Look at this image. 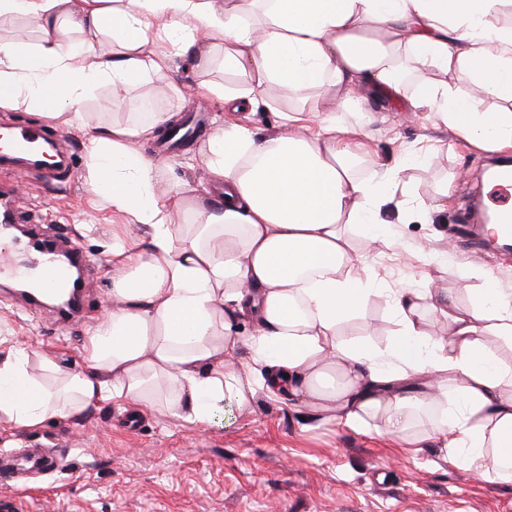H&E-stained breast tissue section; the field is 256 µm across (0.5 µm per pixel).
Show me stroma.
Instances as JSON below:
<instances>
[{
  "label": "stroma",
  "instance_id": "obj_1",
  "mask_svg": "<svg viewBox=\"0 0 512 512\" xmlns=\"http://www.w3.org/2000/svg\"><path fill=\"white\" fill-rule=\"evenodd\" d=\"M224 79L222 70L198 68L187 54L170 60L162 75L131 91L124 104L114 101L110 85H100L84 110L95 123L108 124L127 120L151 103L184 121L204 112L211 129L226 118V110L183 104L179 95ZM387 110L389 120L370 128L369 152L378 159L412 155L448 138L432 113L402 112L394 104ZM11 114L67 139L77 178L56 189L31 176L18 204L23 223L60 230L77 241L91 288L82 317L63 324L53 308L31 304L0 286V336L53 355L62 371L80 372L86 367V338L112 307V227L127 218L112 212L88 180L84 131L46 119L24 103ZM203 146L199 137L165 152L169 167L161 178L179 179L198 190L207 186L199 161ZM489 165L483 153L457 143L432 166L407 171L416 200L430 201L444 180L452 181L453 193L431 223L389 225L387 242L355 237L358 252L377 258L383 292L344 324L346 338L361 335L377 347L386 346L396 326L385 291L402 281L432 279L464 304L478 281L463 278L462 271L475 266L512 288V261L475 250L466 232L469 203L482 191ZM421 242L438 251L449 246L453 252L439 263L416 253ZM128 410L113 399L78 416H49L30 429L0 421V453L12 458H21L28 448L66 447L59 455L60 468L37 476L30 495L0 485V512H512L511 483L448 464L437 444L403 448L375 429H353L324 413H304L286 398L256 396L248 406L228 409L222 424L206 428L149 408L139 410V427L117 426V418Z\"/></svg>",
  "mask_w": 512,
  "mask_h": 512
}]
</instances>
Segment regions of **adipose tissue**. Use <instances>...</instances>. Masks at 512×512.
<instances>
[{"instance_id":"ef3b65f1","label":"adipose tissue","mask_w":512,"mask_h":512,"mask_svg":"<svg viewBox=\"0 0 512 512\" xmlns=\"http://www.w3.org/2000/svg\"><path fill=\"white\" fill-rule=\"evenodd\" d=\"M38 37L0 38V110L26 101L87 130L91 184L129 224L112 227V309L84 346L87 370L0 337V421L34 428L113 398L207 427L228 406L288 393L349 426L409 447L437 441L449 463L512 483V290L481 275L475 299L408 280L389 289L397 326L385 349L339 327L375 293L350 234L385 238L407 171L446 151L374 161L376 105L434 113L450 141L512 149V0H0ZM193 54L244 83L199 96L232 110L292 100L259 136L219 128L202 162L217 204L139 144L168 123L90 124L99 85L129 90ZM53 106H44L46 96ZM330 99L334 110L319 109ZM361 125H340L337 112Z\"/></svg>"}]
</instances>
